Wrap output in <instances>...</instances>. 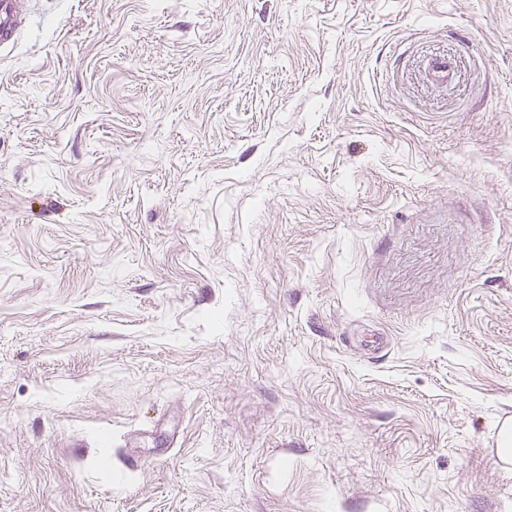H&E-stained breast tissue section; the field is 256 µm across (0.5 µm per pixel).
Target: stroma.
Instances as JSON below:
<instances>
[{
	"label": "stroma",
	"instance_id": "35a3bbf8",
	"mask_svg": "<svg viewBox=\"0 0 512 512\" xmlns=\"http://www.w3.org/2000/svg\"><path fill=\"white\" fill-rule=\"evenodd\" d=\"M511 420L512 0H32L0 512H512ZM427 76L432 82L447 85L455 76V63L448 56H435L427 65Z\"/></svg>",
	"mask_w": 512,
	"mask_h": 512
}]
</instances>
